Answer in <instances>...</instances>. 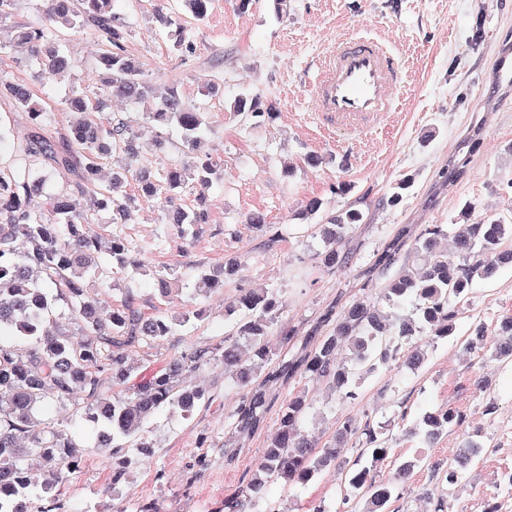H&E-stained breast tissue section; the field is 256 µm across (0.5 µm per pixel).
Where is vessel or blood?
Masks as SVG:
<instances>
[{"instance_id":"b4317fda","label":"vessel or blood","mask_w":512,"mask_h":512,"mask_svg":"<svg viewBox=\"0 0 512 512\" xmlns=\"http://www.w3.org/2000/svg\"><path fill=\"white\" fill-rule=\"evenodd\" d=\"M402 82V62L393 47L351 36L337 42L316 76L315 109L338 125L358 128L392 111Z\"/></svg>"}]
</instances>
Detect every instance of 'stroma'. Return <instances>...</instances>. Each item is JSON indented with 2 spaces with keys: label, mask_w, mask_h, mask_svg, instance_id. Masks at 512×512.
Returning <instances> with one entry per match:
<instances>
[{
  "label": "stroma",
  "mask_w": 512,
  "mask_h": 512,
  "mask_svg": "<svg viewBox=\"0 0 512 512\" xmlns=\"http://www.w3.org/2000/svg\"><path fill=\"white\" fill-rule=\"evenodd\" d=\"M114 11L128 30L126 49L145 66L157 90L177 86L183 97L209 115L212 131L207 149L224 167V180L208 195V223L191 229L187 239L171 235L159 200L138 197L136 185L127 191L136 202L129 223L112 225L141 251L152 270L180 266L192 274L195 266L223 265L238 257L243 276L224 283V292L189 300L187 290L170 298L157 296L150 274H125L113 288L101 291L105 305L120 303L126 290L139 297L144 312L174 316L187 306L201 318L176 327L173 336L129 350L135 365L154 369L192 347L222 343L234 323L224 303L242 288L274 290L280 301L281 327L296 329L298 341L283 343L279 332L268 338L279 355L301 353V337L331 308L343 309L362 293L378 295L390 278L371 269L377 252L400 227L418 234L427 224H463L512 212V87L500 75L512 77V57L502 49L512 44V8L492 14L486 0H211L206 19L192 28V54L173 48L158 15L181 18L180 0H116ZM368 33L395 47L406 79L397 106L359 132L337 129L314 109L308 81L336 40ZM73 68L68 80L39 74L26 49L10 45L0 50V78L31 85L50 106L48 118L59 134H67L77 115L61 109L72 92L97 102L103 86L95 69L100 43L91 30L68 31L59 39ZM220 87L204 93L205 84ZM242 96L259 109L274 106L267 120L235 114ZM143 105L110 101L93 112L107 122L123 118L139 132L143 161L162 168L177 156V144L158 150L154 131L145 128ZM479 132L482 147L471 156L465 175L455 183L439 173L459 151L461 141ZM322 202L313 221L299 219L309 199ZM355 209L359 223L344 241L350 259L326 270L314 257L321 243L310 235L311 223L326 215ZM263 214L279 236L268 240L245 219ZM468 306L456 317L453 336L436 340L417 337L425 354L422 367L412 371L393 361L360 381L357 399L343 402L325 383L296 377L267 388L269 412L263 429L250 435L234 427L242 392L214 362L189 374L190 384L207 397L190 418L164 410L144 426L157 448L152 457L126 469L112 480V455L95 446L92 424L76 421L71 409L50 408L48 415L73 443L79 467L57 489L64 508L81 512H138L157 503L161 512H222L224 501L245 489L275 427L279 407L288 397L303 395L310 410L303 427L318 443L329 441L348 418L383 428L392 439L386 460L372 463L358 440H348L335 467L312 484L272 482L266 498L253 500L246 512H308L324 502L328 512H362L357 501H344L348 473L371 465L379 479L391 476L406 459L419 466L392 504L394 512H437L441 495L449 497V512H476L482 500L512 497L503 482L512 457L497 453V433L490 418L512 420V368L492 356L496 337L485 348L469 350L462 339L474 318L495 326L512 314V265L492 278L476 281ZM483 380L477 391L474 380ZM453 407L465 415L462 428L441 434L433 445L408 436L413 420L427 411ZM480 437V457L464 468L453 488L440 477L448 460L458 457L464 435Z\"/></svg>",
  "instance_id": "35a3bbf8"
}]
</instances>
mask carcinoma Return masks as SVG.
Here are the masks:
<instances>
[{
    "mask_svg": "<svg viewBox=\"0 0 512 512\" xmlns=\"http://www.w3.org/2000/svg\"><path fill=\"white\" fill-rule=\"evenodd\" d=\"M210 0H182L184 13L195 22L207 16ZM158 21L168 27L173 46L192 52L190 27L164 15ZM89 26L103 48L99 68L106 78V95L142 102L151 93L142 64L125 50L127 32L113 11V0H41L37 22L11 28L10 41L27 46L38 65L59 79L70 76L72 62L57 40L60 28ZM7 96L23 109L28 132L17 142L13 164L0 167V512H32L29 488L33 485L25 458L35 456L44 463L42 489L46 494L60 485L66 474L78 466L70 456L71 444L55 425L40 417L46 402L73 406V414L93 424L97 445L112 449L114 478H119L130 460L123 451L147 456L152 444L140 433L145 422L162 409L188 418L203 404L205 395L182 386L186 373L213 361L245 392L238 411V427L254 431L263 426L267 412L265 394L255 381H288L293 377L326 380L345 400L357 397L363 373H370L389 361L383 341L395 338L402 347V364L418 369L423 358L412 338L424 334L446 337L453 332L455 303L468 298L476 279L490 278L499 265L512 263V222L483 218L466 224H428L410 237L403 227L376 254L374 269L388 271L401 259L405 247L426 259L420 268L402 267L383 287L382 299L393 312L381 315L367 297L359 298L343 311L332 330L304 354L278 361L267 348V338L279 318L276 294L243 290L227 302V312L238 314L233 331L216 347H192L171 357L149 374L129 361L127 351L139 343L159 342L173 335V320L163 315H147L138 307L134 292L128 291L121 304L102 317L100 302L90 293V280H100L98 254L108 251L112 268L125 272L144 267L140 253L124 237H105L101 216L109 224H125L133 197L126 191L135 181L146 198L159 196L166 218L182 239L192 225L207 223L206 193L224 177V168L209 155H200L211 125L208 116L186 101L176 86L145 119L164 130L172 127L180 135L183 155L161 170H152L139 161L137 134L123 118L109 123L85 118L71 127L68 136L58 138L46 121L47 111L25 85L0 80V96ZM65 110H93L81 94L64 100ZM234 111L255 117L276 116L274 108L257 111L245 97L235 101ZM124 155L129 165L112 172L104 189L96 185L102 160ZM61 170L75 174L68 186L48 190L50 175ZM192 185L194 204L178 203L181 190ZM361 220L355 210H347L314 225L322 247L320 263L333 270L345 261L340 247L345 230ZM451 237L460 261L448 263L437 251L440 239ZM240 264L230 259L224 272L216 275L197 268L189 296H210L224 291V280L238 274ZM184 275L178 271L155 274V286L167 293ZM60 303L68 306L81 340L74 341L51 322L50 315ZM504 342L496 355L512 360V315L499 324ZM348 345L349 361L339 363L336 350ZM248 347L253 360L242 361L241 350ZM108 371L112 382L127 386V395L108 398L101 392L100 374ZM305 400L288 399L278 411L276 427L246 486L245 494L260 499L270 482L307 484L324 469L336 464L338 445L332 441L320 451L302 430ZM464 414L448 408L425 412L417 417L408 433L430 443L450 428H460ZM354 433L369 448L373 462L391 451L390 439L380 429L343 423L341 434ZM415 467L409 461L395 475L381 482L369 479L370 469L354 470L348 480L345 499L364 502L363 512H388L398 484Z\"/></svg>",
    "mask_w": 512,
    "mask_h": 512,
    "instance_id": "cac0c4a2",
    "label": "carcinoma"
}]
</instances>
